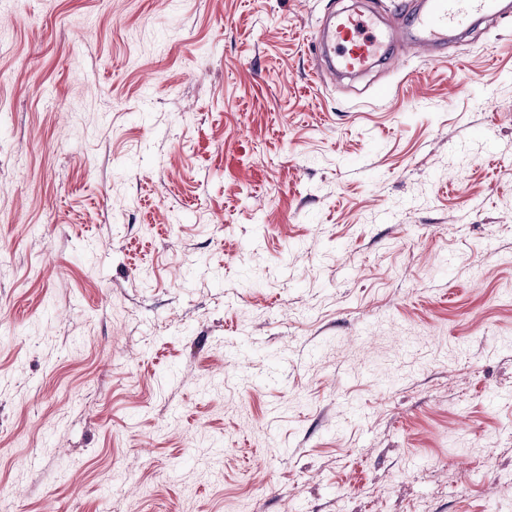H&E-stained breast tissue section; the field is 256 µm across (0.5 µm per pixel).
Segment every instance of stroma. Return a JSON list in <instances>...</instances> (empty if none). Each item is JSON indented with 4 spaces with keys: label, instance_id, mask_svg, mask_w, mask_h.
<instances>
[{
    "label": "stroma",
    "instance_id": "35a3bbf8",
    "mask_svg": "<svg viewBox=\"0 0 512 512\" xmlns=\"http://www.w3.org/2000/svg\"><path fill=\"white\" fill-rule=\"evenodd\" d=\"M351 3L0 0V512H512V12ZM500 13L499 0H424L413 13L402 16L397 29L414 31L413 44L430 59L448 44V33L464 35L474 18H488ZM372 16L363 12L338 14L330 22L319 41V50L328 57L325 68H316L315 75L322 82L336 76L362 72L384 57L390 45L378 38L370 29Z\"/></svg>",
    "mask_w": 512,
    "mask_h": 512
}]
</instances>
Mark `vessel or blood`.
Instances as JSON below:
<instances>
[{
  "instance_id": "1",
  "label": "vessel or blood",
  "mask_w": 512,
  "mask_h": 512,
  "mask_svg": "<svg viewBox=\"0 0 512 512\" xmlns=\"http://www.w3.org/2000/svg\"><path fill=\"white\" fill-rule=\"evenodd\" d=\"M499 0H420L413 13L403 16L402 28L411 30L413 43L427 55L447 45L449 34H466L473 19L499 15ZM328 58L326 67L316 69L323 81L362 72L387 52V42L370 29L365 13L337 15L319 41Z\"/></svg>"
}]
</instances>
